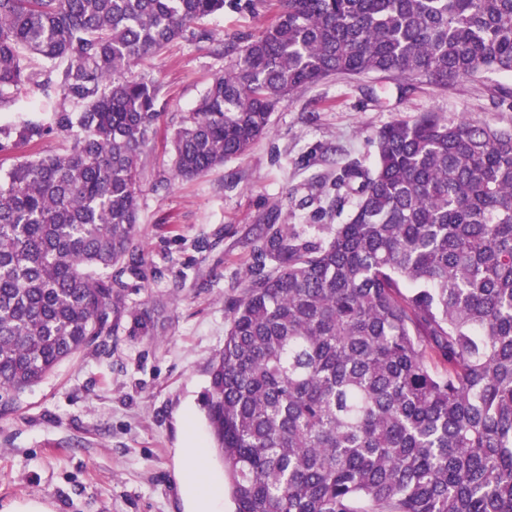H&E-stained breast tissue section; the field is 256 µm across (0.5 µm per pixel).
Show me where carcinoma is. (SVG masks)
<instances>
[{
    "label": "carcinoma",
    "mask_w": 512,
    "mask_h": 512,
    "mask_svg": "<svg viewBox=\"0 0 512 512\" xmlns=\"http://www.w3.org/2000/svg\"><path fill=\"white\" fill-rule=\"evenodd\" d=\"M224 0H0V413L105 351L157 267L134 244L160 84L132 65ZM512 73V0H278L172 137V177L243 154L333 76L405 95ZM49 138L67 143L44 155ZM348 164V221L266 234L204 396L235 512H512V129L424 112ZM27 150L22 157L15 156ZM53 103L48 102L40 94L36 92L23 95L15 103L0 108V120H10L17 112L33 111L34 115L40 118H47L52 112Z\"/></svg>",
    "instance_id": "obj_1"
}]
</instances>
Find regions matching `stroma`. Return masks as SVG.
Returning a JSON list of instances; mask_svg holds the SVG:
<instances>
[{
    "label": "stroma",
    "instance_id": "35a3bbf8",
    "mask_svg": "<svg viewBox=\"0 0 512 512\" xmlns=\"http://www.w3.org/2000/svg\"><path fill=\"white\" fill-rule=\"evenodd\" d=\"M272 15L225 4L180 41L134 64L162 86L157 134L143 158L135 243L161 272L130 303L156 309L155 336L120 328L112 348L79 355L28 389L0 415V512L39 504L46 512H185L179 463L208 441L203 408L209 367L224 346L225 304L241 296L270 227L295 225L326 238L345 223L356 196L341 183L345 165L372 168L380 130L436 112L512 128L495 85L512 75L442 90L420 84L406 96L368 76L328 79L279 104L269 133L243 155L190 180L171 177V139L216 74L220 45L257 33Z\"/></svg>",
    "mask_w": 512,
    "mask_h": 512
}]
</instances>
